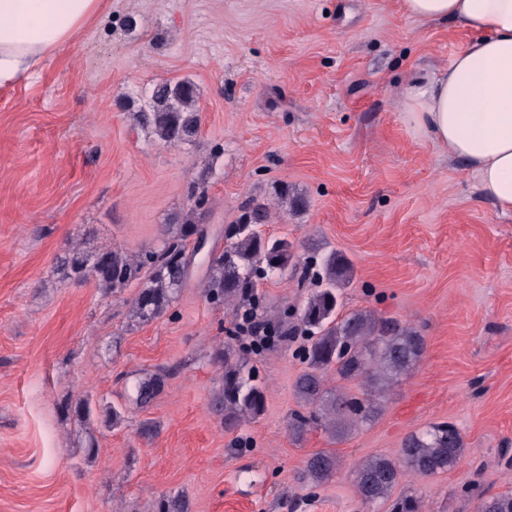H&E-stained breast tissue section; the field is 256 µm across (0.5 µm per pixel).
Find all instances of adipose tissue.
Listing matches in <instances>:
<instances>
[{"label":"adipose tissue","mask_w":512,"mask_h":512,"mask_svg":"<svg viewBox=\"0 0 512 512\" xmlns=\"http://www.w3.org/2000/svg\"><path fill=\"white\" fill-rule=\"evenodd\" d=\"M105 0H0V87L66 50ZM411 17L479 31L447 69L409 89L418 134L462 160L483 192L512 212V0H401Z\"/></svg>","instance_id":"adipose-tissue-1"}]
</instances>
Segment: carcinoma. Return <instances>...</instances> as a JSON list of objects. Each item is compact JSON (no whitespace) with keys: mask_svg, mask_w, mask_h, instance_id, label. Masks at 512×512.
<instances>
[{"mask_svg":"<svg viewBox=\"0 0 512 512\" xmlns=\"http://www.w3.org/2000/svg\"><path fill=\"white\" fill-rule=\"evenodd\" d=\"M195 102L192 83L159 84L152 91L149 111L141 114L143 124L166 145L188 141L199 127ZM267 219L265 208L244 207L235 223L224 229V250L211 253L208 259L206 297L217 307L233 306L237 325V333L218 352L224 357V376L211 397V411L228 431L243 418L264 411L262 385L248 358L239 355L234 340L256 336L258 342L252 348L260 351L283 338L300 335L307 341L303 349L306 370L296 382V392L308 415H294L291 432L298 440L307 428L316 425L334 441L342 442L378 415L376 396L390 389L421 359L425 340L413 329L369 311L338 317L341 290L352 280L350 262L330 250L299 264L292 243L261 233L259 227ZM199 231L200 225L192 219L170 224L160 248L137 255L118 249L75 248L60 257L57 273L64 281L91 282L104 293L136 284L133 316L148 322L174 303L188 273V241ZM300 268L310 278L313 292L297 320L267 316L264 299L256 291L258 281ZM159 384L155 377L141 381L136 387L139 402L150 401ZM59 409L67 418L87 422L93 414V402L88 396L75 402L66 399ZM463 452L462 434L450 423L413 432L404 439L398 458L375 455L357 467L358 493L366 504L392 502L391 512H420L416 498H392L402 477L446 472ZM337 466L335 451L313 453L305 461L302 479L321 483L336 473ZM156 512H188L187 501L181 496L163 497ZM479 512H512V493L483 498Z\"/></svg>","mask_w":512,"mask_h":512,"instance_id":"1","label":"carcinoma"}]
</instances>
